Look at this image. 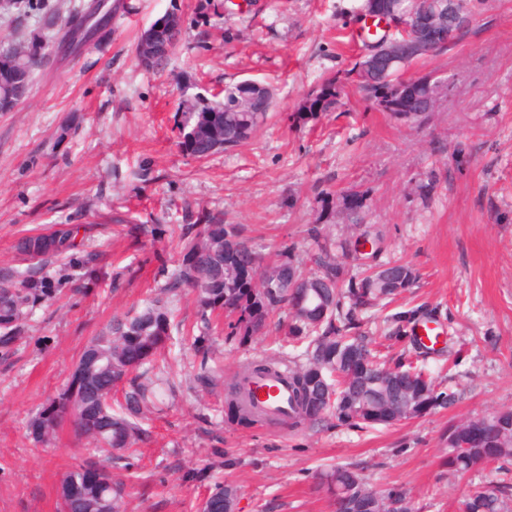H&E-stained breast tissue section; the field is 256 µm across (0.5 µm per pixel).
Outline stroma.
<instances>
[{
    "mask_svg": "<svg viewBox=\"0 0 512 512\" xmlns=\"http://www.w3.org/2000/svg\"><path fill=\"white\" fill-rule=\"evenodd\" d=\"M196 2L107 0L109 37L70 54L60 38L98 0H0V53L34 40L44 56L24 100L0 112V266L16 263L21 233L68 220L92 225L104 254L95 286L38 311L12 364H0V512H59L61 474L92 452L67 427L54 444H36L27 423L88 339L154 297L160 264H175L177 236L154 240L141 225L176 227L188 207L220 211L263 255L288 241L305 260L308 225L335 241L353 233L356 195L366 228L382 236L374 265L406 262L419 273L358 331L381 353L425 366L453 404L367 429L332 419L292 432L229 425L223 379L285 348L274 331L242 347L217 341L221 382L198 391L199 359L182 339L197 308L185 292L173 300L180 392L133 453L128 512H200L222 483L237 486L238 512H331L317 475L332 465L379 492L403 488L412 512H462L476 490L512 486V463L455 478L444 460L449 426L512 411V0H484L458 46L405 71L448 82L439 109L412 125L342 80L363 50L361 0H234L204 21ZM173 9L185 34L163 69H145L138 38ZM247 79L273 93L266 125L245 146L195 160L177 144L181 95ZM333 79L335 111L301 117L307 95ZM143 164L153 181L135 178ZM115 214L123 223H111ZM412 307L433 317L436 351L422 353L409 332L392 338L389 315ZM201 468L205 480H183Z\"/></svg>",
    "mask_w": 512,
    "mask_h": 512,
    "instance_id": "obj_1",
    "label": "stroma"
}]
</instances>
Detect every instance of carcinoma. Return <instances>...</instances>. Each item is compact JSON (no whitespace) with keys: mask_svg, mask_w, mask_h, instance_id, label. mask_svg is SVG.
Returning <instances> with one entry per match:
<instances>
[{"mask_svg":"<svg viewBox=\"0 0 512 512\" xmlns=\"http://www.w3.org/2000/svg\"><path fill=\"white\" fill-rule=\"evenodd\" d=\"M181 18L161 27H152L141 36L136 52L139 65L148 70L164 67L179 45ZM42 60L38 44L21 45L12 53L0 55V112L19 104L18 90L29 89L34 70ZM323 100L322 111L336 105V81H327L317 89ZM390 87L372 86L365 95L373 105L383 108ZM240 94L238 85L224 88L225 112L216 111L213 101L200 95L179 102L175 126L181 135L180 145L201 160L220 150L239 147L254 137L264 125L272 99L258 96L250 112H231ZM405 121H420L427 115L422 97L404 105ZM182 250L177 267L165 275L159 296L148 300L132 315L115 316L97 335L91 337L78 359L81 369L69 375L57 394L44 404L27 426L32 440L51 445L64 423L72 433L94 450L106 456L108 468L126 472L112 481V488L98 490L85 485L82 472L97 464L87 458L68 469L73 494L62 503V512H127V487L132 468L125 454L111 449L129 450L150 441L142 422L157 409L158 388L165 384L170 396L178 388L169 379L170 366L166 350L172 341L174 310L169 298L184 291L195 296L198 307L199 335L191 347L200 358V371L194 387L204 391L215 384V371L208 367L213 357L210 331L212 316L224 312L230 318L226 340L240 346L264 335L270 314L283 309L288 322L284 335L293 342H305V361L286 356L247 359L224 385V408L227 417L240 425H256L261 417L248 399L243 382L256 373L283 374L293 386L294 411L284 425L300 430L322 422L332 408L322 401L323 387L346 382H375L399 371L400 397L434 387L423 368L398 361L390 365L376 358L371 340L354 333L359 315L385 300L399 295L396 282L403 289L414 286L415 269L407 264L388 266L390 277L349 274L343 261L327 254L322 228L313 224L307 237L317 247L314 257L317 270L305 273L295 259L294 245L279 249L278 261L264 264L263 255L251 240L243 237L232 224L224 223V214L204 209L185 208L182 223L177 225ZM91 228L84 224H67L56 231L54 226L25 232L13 243L20 265L0 267V359L8 361L23 342L28 322L36 312L57 301L64 291H78L94 283L102 270V252L87 244ZM329 312L323 313V307ZM112 378V392L122 400L117 407L106 406L112 418L107 430L96 418L99 375ZM469 447L448 449V472L462 477L478 463L512 459V411L490 417L470 419L457 426ZM358 484L365 499L379 497L406 504L412 512L406 492L391 487L376 492L365 487L348 466H336L320 474L319 485L326 492L334 512H351L341 500L338 489ZM512 487L490 485L474 492L465 502L466 512H504Z\"/></svg>","mask_w":512,"mask_h":512,"instance_id":"1","label":"carcinoma"}]
</instances>
